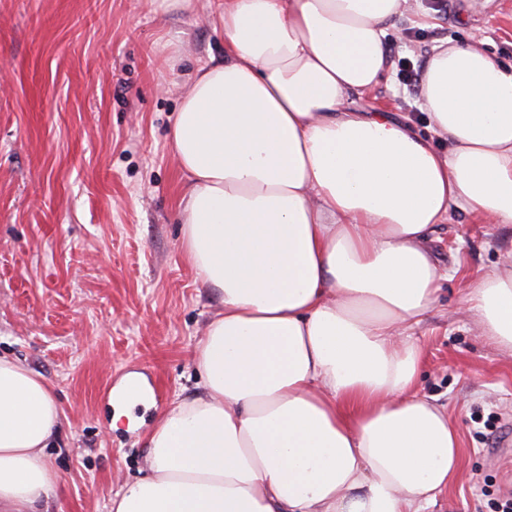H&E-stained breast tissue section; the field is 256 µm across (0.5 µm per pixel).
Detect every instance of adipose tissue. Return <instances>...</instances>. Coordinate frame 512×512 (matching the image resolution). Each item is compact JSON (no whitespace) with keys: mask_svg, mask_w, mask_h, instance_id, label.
I'll use <instances>...</instances> for the list:
<instances>
[{"mask_svg":"<svg viewBox=\"0 0 512 512\" xmlns=\"http://www.w3.org/2000/svg\"><path fill=\"white\" fill-rule=\"evenodd\" d=\"M410 0H221L170 139L186 179L182 250L218 310L201 383L146 437L110 512H427L460 470L447 410L415 395L411 331L447 275L423 242L449 208L512 224V63L440 40L429 135L355 107L390 68ZM447 151H440V143ZM512 350V265L463 299ZM64 417L0 355V512H47Z\"/></svg>","mask_w":512,"mask_h":512,"instance_id":"adipose-tissue-1","label":"adipose tissue"}]
</instances>
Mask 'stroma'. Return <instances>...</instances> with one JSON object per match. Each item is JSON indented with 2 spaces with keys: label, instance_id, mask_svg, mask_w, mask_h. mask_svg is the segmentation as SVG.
Wrapping results in <instances>:
<instances>
[{
  "label": "stroma",
  "instance_id": "35a3bbf8",
  "mask_svg": "<svg viewBox=\"0 0 512 512\" xmlns=\"http://www.w3.org/2000/svg\"><path fill=\"white\" fill-rule=\"evenodd\" d=\"M213 0H0V354L53 388L66 419L47 453L62 477L49 512H109L140 477L144 436L200 379L193 351L217 309L180 242L185 180L168 132L190 75L224 49ZM479 35L512 62V0H414L367 108L426 131L399 60L422 69L439 39ZM446 270L413 330L417 394L455 424L461 474L430 512H495L512 493V354L481 336L467 286L512 256V224L452 211L425 242ZM130 373L153 390L110 428Z\"/></svg>",
  "mask_w": 512,
  "mask_h": 512
}]
</instances>
